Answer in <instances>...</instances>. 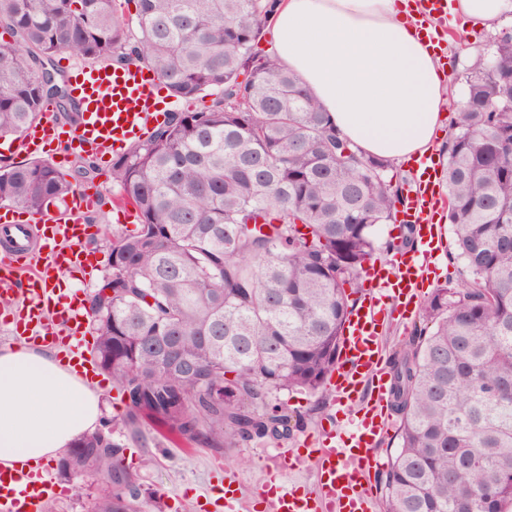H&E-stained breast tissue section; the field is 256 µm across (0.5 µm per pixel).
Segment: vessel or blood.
<instances>
[{
    "mask_svg": "<svg viewBox=\"0 0 512 512\" xmlns=\"http://www.w3.org/2000/svg\"><path fill=\"white\" fill-rule=\"evenodd\" d=\"M423 21L448 17L453 0H414ZM75 89L84 112L72 129L58 128L53 116L14 139L16 150L37 154L54 140L70 150L91 149L105 156L117 144L145 137L157 122L156 77L137 68L80 67ZM441 176L432 159H420L414 188L398 214L402 224L414 225L422 249L402 253L387 262H372L366 271L370 286L364 301L349 314L341 336L339 362L330 385L339 404H360L350 428L326 425L320 447L307 451L316 470L314 491L287 486L281 477H266L257 491L274 512H374L370 472L378 464L376 448L387 434L390 383L385 378V319L393 306H409L419 285L434 264L443 235L442 225L429 216L442 202ZM96 193L79 188L62 208L16 215L0 209V298L21 295L16 314L0 317L15 322L27 342L52 345L82 374L94 364L72 348L84 334L87 316L74 298L64 295L62 274L79 267L97 266L85 246V216L97 204ZM63 489L43 472L23 466L0 468V512H45L47 503Z\"/></svg>",
    "mask_w": 512,
    "mask_h": 512,
    "instance_id": "1",
    "label": "vessel or blood"
}]
</instances>
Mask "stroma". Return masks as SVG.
<instances>
[{
    "mask_svg": "<svg viewBox=\"0 0 512 512\" xmlns=\"http://www.w3.org/2000/svg\"><path fill=\"white\" fill-rule=\"evenodd\" d=\"M512 30V17L503 18L493 30L468 29L465 47L449 43L448 55L452 60L453 76L449 84V104L457 106L465 96V52H490L499 31ZM98 233L90 238V246L100 260L97 271L90 276L72 270L68 276L81 299H89L107 272V247L116 230V209L112 204L98 209ZM98 389L101 393L102 416L116 426L117 437L127 443L126 461L137 467L145 484L152 492L146 512H226L214 505L220 497L225 479L237 481L241 489L240 505L244 512H271L254 493L269 470L278 468L284 460L285 450L298 447L309 434L317 433L322 423L339 418L348 423L349 412L337 411L335 394L330 388L316 393L282 391L272 396V403L288 412L298 414L302 420L288 438L252 440L224 443L222 448H210L159 435L152 424L141 425L138 438H131L122 423L126 407L112 387L107 374H100ZM48 475L69 489L66 496L52 502L47 512H88L89 505L98 494L96 484L88 480L61 475L56 462L45 465Z\"/></svg>",
    "mask_w": 512,
    "mask_h": 512,
    "instance_id": "35a3bbf8",
    "label": "stroma"
}]
</instances>
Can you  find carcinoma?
<instances>
[{"mask_svg":"<svg viewBox=\"0 0 512 512\" xmlns=\"http://www.w3.org/2000/svg\"><path fill=\"white\" fill-rule=\"evenodd\" d=\"M0 0V137L47 106L75 125L81 106L55 64L146 68L179 109L112 160L134 227L112 233L89 299L93 356L126 402L135 435L151 419L184 439H281L268 398L317 392L336 369L375 230L403 198L391 163L364 155L298 75L255 51L274 0ZM466 68L448 137L447 218L470 281L435 289L423 328L391 366L400 445L385 512H504L512 504V33ZM211 105L195 107L208 91ZM71 179L47 161L0 166V206L38 212ZM113 427L74 441L65 476L99 486L91 512H142L140 473Z\"/></svg>","mask_w":512,"mask_h":512,"instance_id":"1","label":"carcinoma"}]
</instances>
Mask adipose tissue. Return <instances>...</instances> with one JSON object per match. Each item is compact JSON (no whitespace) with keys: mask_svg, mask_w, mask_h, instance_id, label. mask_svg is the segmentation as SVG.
Listing matches in <instances>:
<instances>
[{"mask_svg":"<svg viewBox=\"0 0 512 512\" xmlns=\"http://www.w3.org/2000/svg\"><path fill=\"white\" fill-rule=\"evenodd\" d=\"M466 26L492 28L512 0H457ZM271 57L296 73L332 123L370 156L430 155L450 72L403 0H276ZM101 417L98 393L40 346L0 349V467L48 462Z\"/></svg>","mask_w":512,"mask_h":512,"instance_id":"1","label":"adipose tissue"}]
</instances>
